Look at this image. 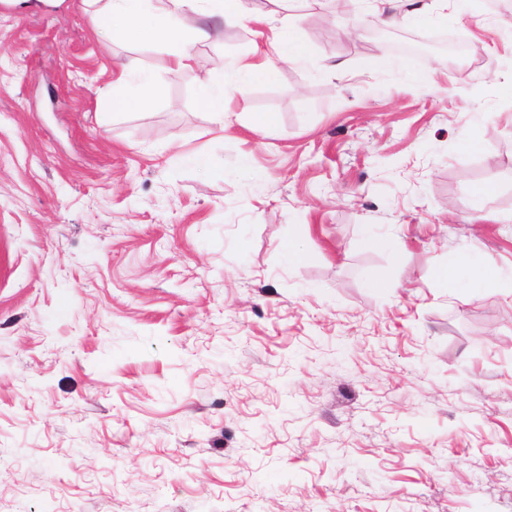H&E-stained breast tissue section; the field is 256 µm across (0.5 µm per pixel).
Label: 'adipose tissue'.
Instances as JSON below:
<instances>
[{"label":"adipose tissue","instance_id":"ef3b65f1","mask_svg":"<svg viewBox=\"0 0 512 512\" xmlns=\"http://www.w3.org/2000/svg\"><path fill=\"white\" fill-rule=\"evenodd\" d=\"M166 11L153 12L150 0H107L105 7L94 10L96 29L108 36L125 40L148 38L163 47L165 63L180 68L191 67L194 60L192 42L211 38L205 27L208 19L236 21L247 12L246 0H168ZM256 63H238L231 69L229 81L206 76L199 82L201 101L209 112L214 131L221 132L230 122L225 83H232L238 93H245L257 79L270 76L276 64L302 65L308 60L305 45L298 39L293 25L272 28L267 46Z\"/></svg>","mask_w":512,"mask_h":512}]
</instances>
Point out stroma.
I'll return each instance as SVG.
<instances>
[{"instance_id":"obj_1","label":"stroma","mask_w":512,"mask_h":512,"mask_svg":"<svg viewBox=\"0 0 512 512\" xmlns=\"http://www.w3.org/2000/svg\"><path fill=\"white\" fill-rule=\"evenodd\" d=\"M249 2L164 69L86 0H0V512H512V0L392 26L415 77L364 15ZM286 23L309 63L212 132L199 76ZM124 65L156 92L102 124ZM464 257L480 296L435 277ZM177 158L184 164L200 170L206 175L224 177V171L213 168L207 154L200 151H180Z\"/></svg>"}]
</instances>
